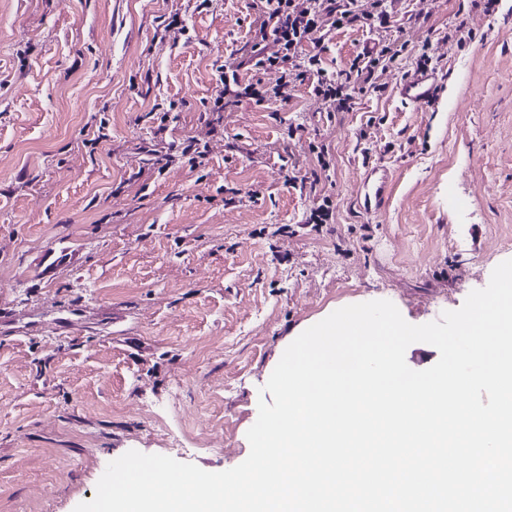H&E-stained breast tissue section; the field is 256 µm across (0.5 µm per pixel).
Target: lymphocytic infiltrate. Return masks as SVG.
Masks as SVG:
<instances>
[{
  "label": "lymphocytic infiltrate",
  "instance_id": "lymphocytic-infiltrate-1",
  "mask_svg": "<svg viewBox=\"0 0 512 512\" xmlns=\"http://www.w3.org/2000/svg\"><path fill=\"white\" fill-rule=\"evenodd\" d=\"M258 18L251 35L247 57L225 66L220 75L221 103L230 105L239 98V72L244 68L281 71L278 84L268 90V97L288 100L296 84L310 82L315 95L327 111L344 112L350 108L352 78L372 83L379 65L395 59L397 52L385 46L364 51L350 67L351 74L340 78L329 74L314 55H303L305 44L319 43L325 27H387L390 14L386 0H253Z\"/></svg>",
  "mask_w": 512,
  "mask_h": 512
}]
</instances>
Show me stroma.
Listing matches in <instances>:
<instances>
[{
  "label": "stroma",
  "mask_w": 512,
  "mask_h": 512,
  "mask_svg": "<svg viewBox=\"0 0 512 512\" xmlns=\"http://www.w3.org/2000/svg\"><path fill=\"white\" fill-rule=\"evenodd\" d=\"M255 20L252 0H0V512H74L130 450L231 469L304 330L373 300L438 320L512 259V0H395L381 35L306 45L336 74L402 46L346 112L307 82L215 107ZM420 48L441 85L410 107ZM190 136L202 164L158 162ZM373 166L391 186L366 212Z\"/></svg>",
  "instance_id": "stroma-1"
}]
</instances>
